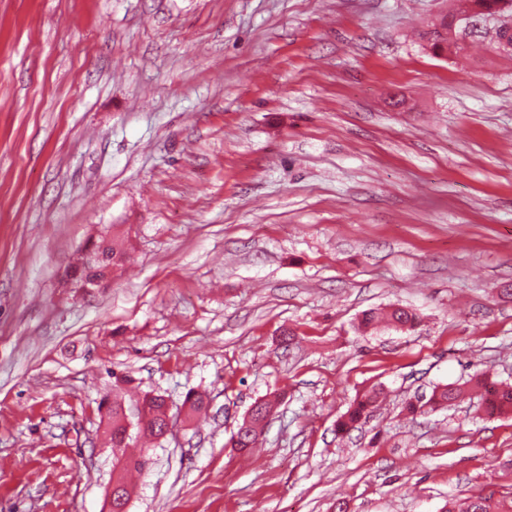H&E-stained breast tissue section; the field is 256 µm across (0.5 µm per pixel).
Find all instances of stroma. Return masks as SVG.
Masks as SVG:
<instances>
[{"label":"stroma","mask_w":512,"mask_h":512,"mask_svg":"<svg viewBox=\"0 0 512 512\" xmlns=\"http://www.w3.org/2000/svg\"><path fill=\"white\" fill-rule=\"evenodd\" d=\"M460 0H0V512H108L98 406L178 423L128 512L512 501V51ZM109 233L123 265L67 287ZM402 306L414 327L363 330ZM384 398L348 433L358 395ZM280 396L251 452L231 437ZM473 386L482 388L486 394L487 409L490 413H508L512 412V388H496L488 386L487 383L479 378H474Z\"/></svg>","instance_id":"35a3bbf8"}]
</instances>
